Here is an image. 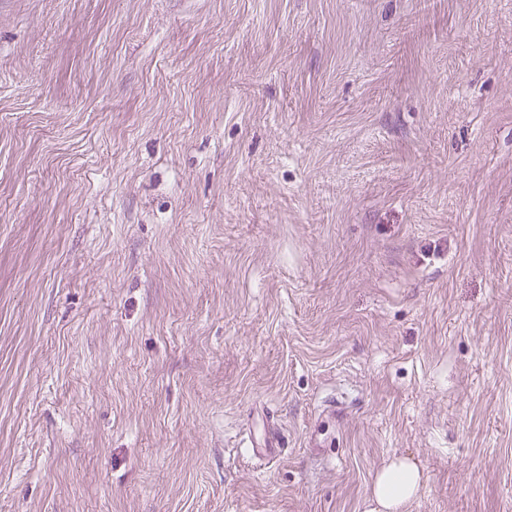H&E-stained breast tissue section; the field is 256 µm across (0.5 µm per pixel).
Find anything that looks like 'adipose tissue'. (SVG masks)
Returning <instances> with one entry per match:
<instances>
[{
    "label": "adipose tissue",
    "instance_id": "adipose-tissue-1",
    "mask_svg": "<svg viewBox=\"0 0 512 512\" xmlns=\"http://www.w3.org/2000/svg\"><path fill=\"white\" fill-rule=\"evenodd\" d=\"M422 479V471L415 461L406 457L390 459L373 477L368 512H405L416 497Z\"/></svg>",
    "mask_w": 512,
    "mask_h": 512
}]
</instances>
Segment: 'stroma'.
Here are the masks:
<instances>
[{
  "mask_svg": "<svg viewBox=\"0 0 512 512\" xmlns=\"http://www.w3.org/2000/svg\"><path fill=\"white\" fill-rule=\"evenodd\" d=\"M396 456L512 512V0H0V512H365Z\"/></svg>",
  "mask_w": 512,
  "mask_h": 512,
  "instance_id": "stroma-1",
  "label": "stroma"
}]
</instances>
